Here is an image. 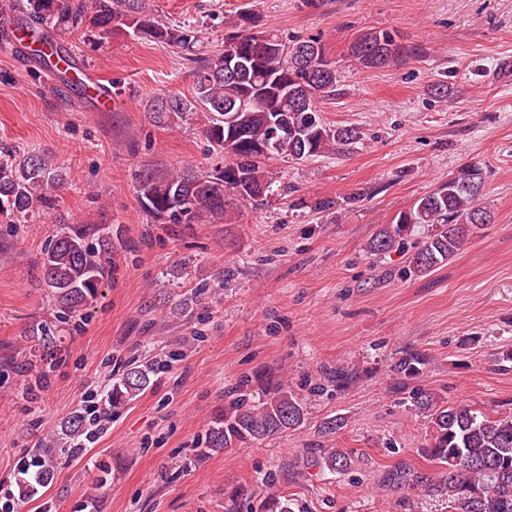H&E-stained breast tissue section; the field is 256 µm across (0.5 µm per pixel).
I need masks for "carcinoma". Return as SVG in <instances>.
<instances>
[{
    "mask_svg": "<svg viewBox=\"0 0 512 512\" xmlns=\"http://www.w3.org/2000/svg\"><path fill=\"white\" fill-rule=\"evenodd\" d=\"M33 23L58 34L85 29L104 38L131 32L172 47L192 43L188 31L158 19L145 0H26ZM349 55L365 69L396 65L416 56L418 48L401 44L388 29H360L348 45ZM341 75L316 39L287 38L260 28L246 14L224 33V48L200 59L191 96L162 94L147 104L151 120L178 125L199 112L207 123L203 134L212 151L224 156V167L201 173L190 165L163 175L147 169L137 179L140 208L162 224H199L207 220L232 223L230 197L262 202L272 184V165L327 155L344 156L357 149L365 133L353 125H328L320 105L336 96ZM486 171L480 162H466L448 179L407 210L399 212L376 234L370 249L390 251L409 228L438 230L415 252L414 272L425 274L451 259L465 237L482 226L487 211L479 200ZM64 175L36 154H21L0 144V215L27 219L35 211L56 207L54 191ZM52 235L41 263L42 283L50 290L60 319L83 316L112 269L109 224H70L63 219ZM27 336L42 349L56 343L47 324H36ZM418 357L405 354L394 371L410 376ZM150 364L129 363L102 394L98 417L112 413L151 384ZM416 410L427 414L432 434L426 454L438 472L430 490L448 499V512H512V414L492 416L480 408L450 406L438 394L416 389L410 394ZM305 421L302 403L278 381L268 394L255 398L243 388L217 415L208 430L207 447L198 456L239 448L288 430ZM87 416L77 412L64 424L62 435L77 445L86 434ZM324 463L332 471L346 470L351 458L329 448ZM34 481L16 483L17 495L28 499L54 478L55 453L38 448ZM259 512H292L286 496L263 495Z\"/></svg>",
    "mask_w": 512,
    "mask_h": 512,
    "instance_id": "1",
    "label": "carcinoma"
}]
</instances>
